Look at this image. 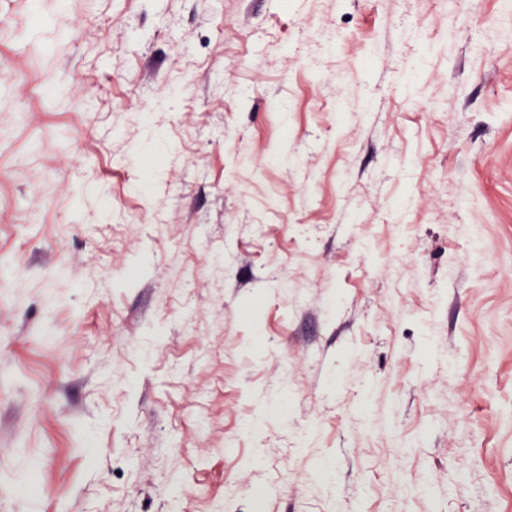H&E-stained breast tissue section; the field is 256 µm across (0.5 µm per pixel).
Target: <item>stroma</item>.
Masks as SVG:
<instances>
[{"label":"stroma","instance_id":"obj_1","mask_svg":"<svg viewBox=\"0 0 512 512\" xmlns=\"http://www.w3.org/2000/svg\"><path fill=\"white\" fill-rule=\"evenodd\" d=\"M511 28L0 0V512H512Z\"/></svg>","mask_w":512,"mask_h":512}]
</instances>
